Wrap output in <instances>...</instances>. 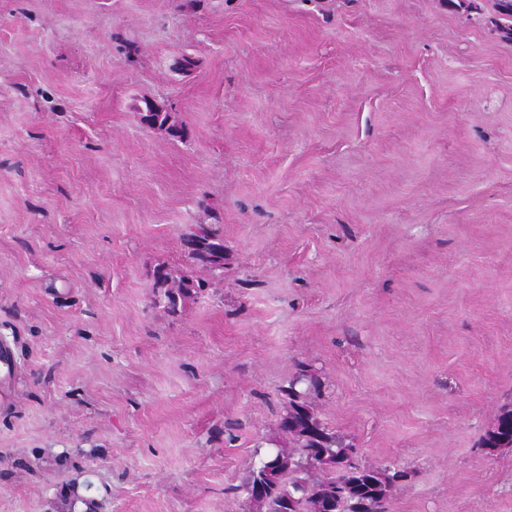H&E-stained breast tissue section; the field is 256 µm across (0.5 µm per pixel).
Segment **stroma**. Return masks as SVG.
Returning <instances> with one entry per match:
<instances>
[{
  "instance_id": "35a3bbf8",
  "label": "stroma",
  "mask_w": 512,
  "mask_h": 512,
  "mask_svg": "<svg viewBox=\"0 0 512 512\" xmlns=\"http://www.w3.org/2000/svg\"><path fill=\"white\" fill-rule=\"evenodd\" d=\"M493 0H0V512L225 495L299 360L410 472L391 512H512V42ZM185 56L193 71L176 69ZM183 138L142 125L145 101ZM213 216L224 275L152 270ZM154 288H159V298L165 301L164 308L170 315L182 312L185 299L191 297L192 291L205 287V281L194 279L187 274L174 276L165 266L154 269ZM478 447L488 453L512 448V405L500 410L492 426L480 437Z\"/></svg>"
}]
</instances>
